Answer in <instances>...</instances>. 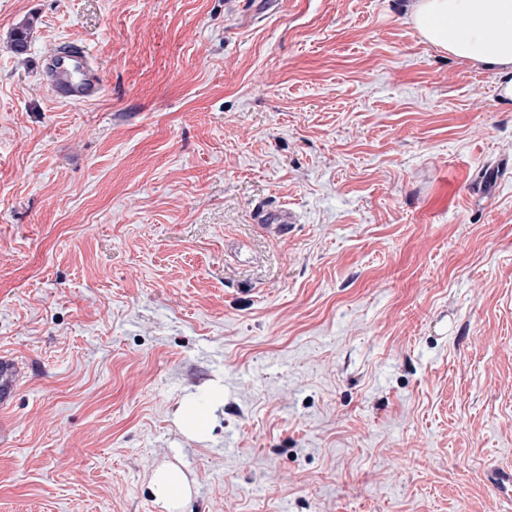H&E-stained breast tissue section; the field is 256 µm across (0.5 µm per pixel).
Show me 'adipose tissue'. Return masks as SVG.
I'll list each match as a JSON object with an SVG mask.
<instances>
[{"mask_svg":"<svg viewBox=\"0 0 512 512\" xmlns=\"http://www.w3.org/2000/svg\"><path fill=\"white\" fill-rule=\"evenodd\" d=\"M409 21L429 45L494 69L500 96L512 100V0H412ZM149 489L166 512H174L190 493L175 466L153 470Z\"/></svg>","mask_w":512,"mask_h":512,"instance_id":"ef3b65f1","label":"adipose tissue"}]
</instances>
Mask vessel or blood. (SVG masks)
I'll return each mask as SVG.
<instances>
[{
  "label": "vessel or blood",
  "instance_id": "b4317fda",
  "mask_svg": "<svg viewBox=\"0 0 512 512\" xmlns=\"http://www.w3.org/2000/svg\"><path fill=\"white\" fill-rule=\"evenodd\" d=\"M46 82L52 94L63 102H86L99 92V74L89 52L68 44L55 47L46 57ZM492 490L512 501V467L489 471Z\"/></svg>",
  "mask_w": 512,
  "mask_h": 512
}]
</instances>
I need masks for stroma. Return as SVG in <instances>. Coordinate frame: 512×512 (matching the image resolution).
I'll return each mask as SVG.
<instances>
[{
  "label": "stroma",
  "instance_id": "stroma-1",
  "mask_svg": "<svg viewBox=\"0 0 512 512\" xmlns=\"http://www.w3.org/2000/svg\"><path fill=\"white\" fill-rule=\"evenodd\" d=\"M411 2L0 0V512H512V103ZM45 78L52 94L62 102H88L99 92V74L92 58L78 45H60L50 51ZM149 489L154 500L167 512L180 506L190 493V486L183 472L175 466H161L153 470ZM487 480L495 493L507 497L510 502L512 501V467L490 470Z\"/></svg>",
  "mask_w": 512,
  "mask_h": 512
}]
</instances>
